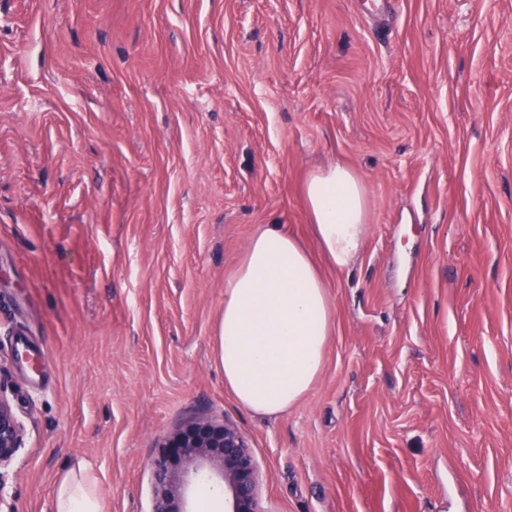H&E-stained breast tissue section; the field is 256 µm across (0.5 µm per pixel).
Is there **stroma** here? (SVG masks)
I'll use <instances>...</instances> for the list:
<instances>
[{"label": "stroma", "instance_id": "stroma-1", "mask_svg": "<svg viewBox=\"0 0 512 512\" xmlns=\"http://www.w3.org/2000/svg\"><path fill=\"white\" fill-rule=\"evenodd\" d=\"M363 180L323 266L336 332L259 417L215 359L250 238L315 241L304 188ZM0 360L14 512L87 463L151 512L158 441L245 434L266 512H512V0H0ZM305 201L324 255L337 270L350 267L361 255L367 234L361 180L339 163L317 168L308 178ZM6 369L0 362V508L6 501L5 469L24 444V428L11 401L4 395ZM2 511V508H1Z\"/></svg>", "mask_w": 512, "mask_h": 512}]
</instances>
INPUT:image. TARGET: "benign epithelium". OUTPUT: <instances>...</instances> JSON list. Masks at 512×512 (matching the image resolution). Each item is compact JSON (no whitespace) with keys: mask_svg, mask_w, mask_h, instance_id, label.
<instances>
[{"mask_svg":"<svg viewBox=\"0 0 512 512\" xmlns=\"http://www.w3.org/2000/svg\"><path fill=\"white\" fill-rule=\"evenodd\" d=\"M6 369L0 364V504L6 501L4 472L24 444V428L4 395ZM156 491L152 512H191L185 489L212 484L230 503L228 512H265L258 497V473L245 436L235 427L197 418L163 437L153 451Z\"/></svg>","mask_w":512,"mask_h":512,"instance_id":"1","label":"benign epithelium"}]
</instances>
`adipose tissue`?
Instances as JSON below:
<instances>
[{
	"label": "adipose tissue",
	"instance_id": "ef3b65f1",
	"mask_svg": "<svg viewBox=\"0 0 512 512\" xmlns=\"http://www.w3.org/2000/svg\"><path fill=\"white\" fill-rule=\"evenodd\" d=\"M305 201L318 245L336 269L361 255L366 192L347 166L315 169ZM328 285L306 247L271 224L249 241L224 281L217 361L238 403L264 417L293 409L311 390L335 332ZM58 488L53 512H99L98 483L87 466Z\"/></svg>",
	"mask_w": 512,
	"mask_h": 512
}]
</instances>
